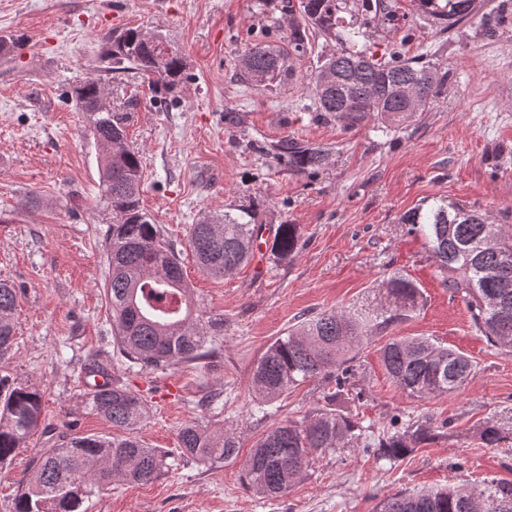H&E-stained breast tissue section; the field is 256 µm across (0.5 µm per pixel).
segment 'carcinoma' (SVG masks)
Returning a JSON list of instances; mask_svg holds the SVG:
<instances>
[{
	"mask_svg": "<svg viewBox=\"0 0 512 512\" xmlns=\"http://www.w3.org/2000/svg\"><path fill=\"white\" fill-rule=\"evenodd\" d=\"M417 11L452 25L473 12L474 0H413ZM394 25L395 5L388 0H298L281 7L280 17L259 12L263 32L278 28L285 39H248L238 56L236 78L247 87L276 88L288 83V60L312 52L309 35L326 36L339 49L322 57L312 73L314 97L309 109L327 118L347 115L351 124L373 117L389 127L410 114L424 112L448 73H439L424 57H406L394 49L376 56L369 30L375 19ZM139 27L108 40L101 54L103 71L134 70L156 76V93L167 98L188 79L186 61L172 41L156 31L157 42L142 38ZM24 47L20 35L0 36V54L10 56ZM79 109L90 115L91 133L101 151L100 199L112 212L105 237L108 276L105 294L119 354L128 366L161 369L221 355L224 320L203 319L183 280L179 251L165 240L160 225L141 206L144 169L140 155L126 144L122 118L107 104V90L98 79H87L68 92ZM256 150L315 177L330 155L326 146L285 137ZM402 223L423 234L446 275L444 285L467 299L474 327L495 346L512 348V232L492 224L486 215L461 203L443 199L405 213ZM262 221L255 210L230 211L206 217L189 228L188 244L204 273L222 278L245 266L253 256ZM296 224L278 225L271 252L281 261L294 256L299 245ZM417 285L404 276L389 281L395 312L415 307ZM17 290L0 282V360L14 345ZM376 325L343 312L325 311L299 322L271 342L252 372V385L265 405L288 390L318 378L344 387L353 368L348 358L355 343L372 335ZM381 361L392 383L413 398L427 399L460 390L473 376L474 366L463 353L426 338L394 339L381 348ZM91 374L106 381L92 384L85 405L114 427L123 438L106 435L55 433L45 425L42 397L29 385L0 378V465L10 462L37 430L48 435L47 447L32 460V474L21 481L12 512H87L85 503L115 481L147 482L168 467L169 453L150 448L137 437L145 421V400L109 378L107 368L88 364ZM391 430L364 448L377 461L394 464L413 452L430 428L412 417H397ZM371 427L332 410H313L301 421L270 427L243 464V479L258 495L281 496L293 488L314 456L333 455L348 447ZM180 455L213 465L238 454L236 437L199 423L178 434ZM378 512H512V482L482 486H448L426 492L399 491L385 496Z\"/></svg>",
	"mask_w": 512,
	"mask_h": 512,
	"instance_id": "1",
	"label": "carcinoma"
}]
</instances>
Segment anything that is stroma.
I'll list each match as a JSON object with an SVG mask.
<instances>
[{
	"label": "stroma",
	"instance_id": "stroma-1",
	"mask_svg": "<svg viewBox=\"0 0 512 512\" xmlns=\"http://www.w3.org/2000/svg\"><path fill=\"white\" fill-rule=\"evenodd\" d=\"M396 26L375 25L377 52L430 54L448 81L427 111L384 131L374 120L348 126L311 112L310 75L336 44L318 37L293 66L286 85L246 88L232 74L258 0H0V36L21 34V54L0 57V280L18 291L16 331L0 377L42 395L47 425L70 434L110 427L84 405L85 366L103 362L148 402L138 432L152 448L175 449L181 426L224 425L240 442L239 457L215 466L176 458L157 479L115 483L94 495L88 512H377L398 492L485 480L512 482V350L487 343L468 307L445 287L422 234L402 215L436 197L486 212L512 231V0H476L474 13L446 32L396 0ZM505 21L486 30L488 15ZM162 29L187 61L176 99L153 97L148 75L103 76L100 56L117 27ZM103 78L126 123L127 140L144 168L142 207L181 253L183 276L204 317L224 321V350L209 366L128 367L112 338L102 286L103 245L112 214L99 202V149L90 120L66 93ZM332 149L316 177L252 149V141L284 137ZM39 203L30 206L28 195ZM259 207L267 228L298 225L299 248L288 260L270 252L214 278L187 244L192 224L232 208ZM403 275L420 297L413 310L354 345L353 391L344 412L386 431L394 416L426 419L439 433L392 465H379L355 442L314 458L287 494L264 498L244 482L243 459L272 425L302 420L326 407L335 388L305 382L254 413L252 369L288 328L326 310L371 317L389 306L387 282ZM426 337L467 355L475 374L461 391L419 400L388 378L380 348L394 339ZM224 410L195 406L213 388ZM499 431L496 444L483 439ZM45 438L30 436L0 469V512L12 499Z\"/></svg>",
	"mask_w": 512,
	"mask_h": 512
}]
</instances>
